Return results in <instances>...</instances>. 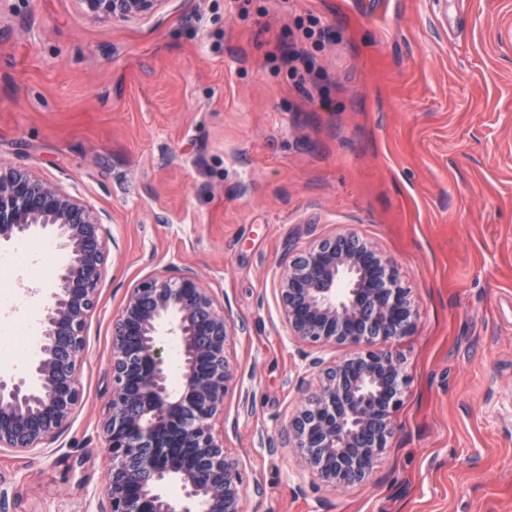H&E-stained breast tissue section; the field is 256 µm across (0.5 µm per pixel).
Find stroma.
Returning <instances> with one entry per match:
<instances>
[{
  "instance_id": "35a3bbf8",
  "label": "stroma",
  "mask_w": 512,
  "mask_h": 512,
  "mask_svg": "<svg viewBox=\"0 0 512 512\" xmlns=\"http://www.w3.org/2000/svg\"><path fill=\"white\" fill-rule=\"evenodd\" d=\"M316 66L298 84L282 58ZM0 163L81 198L115 245L85 328L82 401L41 451L0 447V512H102L99 431L127 288L189 266L230 310L214 431L246 512H512V0H165L117 22L0 0ZM350 229L419 302L410 385L369 484L312 483L285 428L342 356L289 340L285 263ZM0 321L39 334L28 270Z\"/></svg>"
}]
</instances>
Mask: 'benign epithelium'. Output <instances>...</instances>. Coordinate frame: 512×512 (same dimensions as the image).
Listing matches in <instances>:
<instances>
[{"label": "benign epithelium", "instance_id": "1", "mask_svg": "<svg viewBox=\"0 0 512 512\" xmlns=\"http://www.w3.org/2000/svg\"><path fill=\"white\" fill-rule=\"evenodd\" d=\"M115 21L148 18L166 0H79ZM45 236L69 252L47 287L37 352L21 374H0V447H49L81 401L83 330L96 308L107 230L54 182L0 164V240ZM288 335L340 345L315 358L317 384L288 420V444L310 477L334 488L366 483L394 430L410 378L391 344L412 332L410 288L380 250L351 230L315 240L279 276ZM235 323L190 267L167 265L128 289L113 324L112 396L100 421L111 455L106 512H244L240 461L213 434L234 379L226 350ZM174 342L178 385L165 340Z\"/></svg>", "mask_w": 512, "mask_h": 512}]
</instances>
